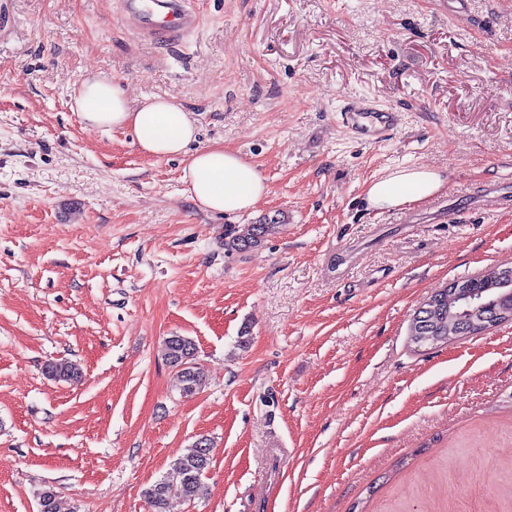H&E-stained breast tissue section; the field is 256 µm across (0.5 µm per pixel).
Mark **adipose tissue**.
<instances>
[{"label":"adipose tissue","mask_w":512,"mask_h":512,"mask_svg":"<svg viewBox=\"0 0 512 512\" xmlns=\"http://www.w3.org/2000/svg\"><path fill=\"white\" fill-rule=\"evenodd\" d=\"M71 109L87 126L132 130L147 156L182 158L185 192L205 211L225 215L250 211L268 193L256 166L239 152L220 144L197 147L195 120L170 98L152 96L134 103L119 83L95 75L74 89ZM447 185L442 173L433 168H399L371 181L364 201L371 209L405 208L440 194Z\"/></svg>","instance_id":"adipose-tissue-1"}]
</instances>
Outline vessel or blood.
Returning a JSON list of instances; mask_svg holds the SVG:
<instances>
[{
    "label": "vessel or blood",
    "mask_w": 512,
    "mask_h": 512,
    "mask_svg": "<svg viewBox=\"0 0 512 512\" xmlns=\"http://www.w3.org/2000/svg\"><path fill=\"white\" fill-rule=\"evenodd\" d=\"M123 10L141 33L153 39L176 41L197 26L189 0H125Z\"/></svg>",
    "instance_id": "b4317fda"
}]
</instances>
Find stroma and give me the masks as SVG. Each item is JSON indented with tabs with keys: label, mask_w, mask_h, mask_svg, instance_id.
Masks as SVG:
<instances>
[{
	"label": "stroma",
	"mask_w": 512,
	"mask_h": 512,
	"mask_svg": "<svg viewBox=\"0 0 512 512\" xmlns=\"http://www.w3.org/2000/svg\"><path fill=\"white\" fill-rule=\"evenodd\" d=\"M192 0L196 30L141 35L122 0H0V512H149L145 490L213 443L176 512H512V323L409 338L449 282L512 262V0ZM195 114L269 193L190 201L180 159L70 109L89 75ZM359 99L402 123L359 138ZM448 179L366 208L398 167ZM276 218L263 244L229 231ZM191 337L179 390L162 345ZM247 344H240V335ZM77 363L71 381L52 361ZM448 186V179L430 167H405L371 181L366 187L367 208H405L426 201ZM279 222L280 221H274L273 224H269L266 222L252 224L250 230L246 235L232 236L227 242H225V246L228 250L234 251H245L248 249L258 247L264 241L271 226ZM195 354L196 344L188 336L172 334L164 340V358L177 369L181 392L185 396L194 393L202 377L200 367L194 362Z\"/></svg>",
	"instance_id": "stroma-1"
}]
</instances>
